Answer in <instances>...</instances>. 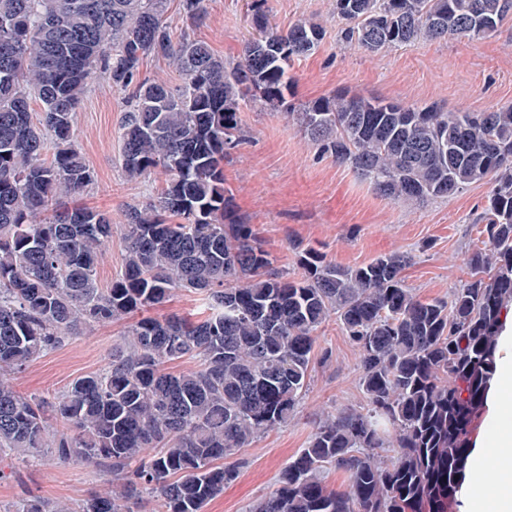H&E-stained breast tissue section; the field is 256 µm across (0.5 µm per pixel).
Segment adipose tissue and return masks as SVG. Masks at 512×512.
I'll use <instances>...</instances> for the list:
<instances>
[{
	"label": "adipose tissue",
	"mask_w": 512,
	"mask_h": 512,
	"mask_svg": "<svg viewBox=\"0 0 512 512\" xmlns=\"http://www.w3.org/2000/svg\"><path fill=\"white\" fill-rule=\"evenodd\" d=\"M486 421L496 434L493 440L484 435L473 439L467 478L460 495L473 512H512V317L500 334L497 368L486 393ZM507 456H500V449ZM500 461L495 472H488L486 461L492 456Z\"/></svg>",
	"instance_id": "1"
}]
</instances>
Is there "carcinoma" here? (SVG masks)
Wrapping results in <instances>:
<instances>
[{
	"label": "carcinoma",
	"mask_w": 512,
	"mask_h": 512,
	"mask_svg": "<svg viewBox=\"0 0 512 512\" xmlns=\"http://www.w3.org/2000/svg\"><path fill=\"white\" fill-rule=\"evenodd\" d=\"M167 5L0 0V453L93 463L117 484L76 507L33 498L15 512H131L145 493L153 512H202L237 475L224 459L294 414L314 334L333 317L358 351L366 405L321 419L255 512H455L512 311V105L442 112L338 91L290 110L292 62L316 51L322 26L280 32L252 0L255 34L232 66L204 41H174ZM335 10L340 40L368 53L485 38L512 21V0H335ZM181 13L196 26L204 0H181ZM148 55L168 60L182 84L140 76ZM96 69L128 95L126 176L166 175L146 206L125 211L124 270L109 288L96 266L112 217L64 203L93 181L73 137ZM257 99L288 110L383 196L421 203L490 183L483 240L450 301L406 286L408 253L344 268L310 248L298 276L273 268L224 187V162L244 141L241 104ZM177 288L202 294L207 315L140 318L106 367L58 401L21 397L3 380L84 327L161 306ZM186 357L198 367L167 368ZM330 467L346 473L344 489L324 484Z\"/></svg>",
	"instance_id": "carcinoma-1"
}]
</instances>
